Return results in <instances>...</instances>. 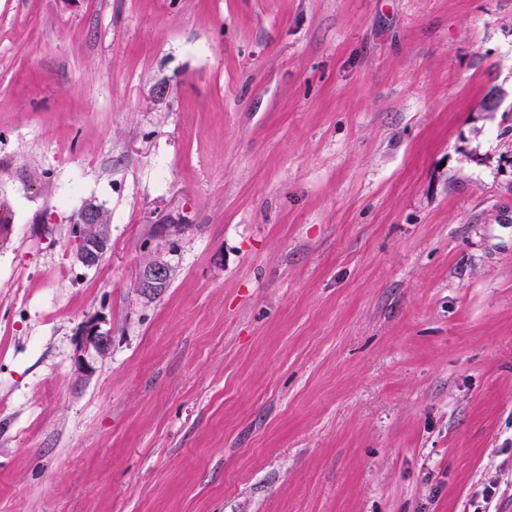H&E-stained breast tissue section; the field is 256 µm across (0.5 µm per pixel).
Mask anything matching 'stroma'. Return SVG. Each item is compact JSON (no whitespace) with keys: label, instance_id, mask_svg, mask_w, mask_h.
<instances>
[{"label":"stroma","instance_id":"35a3bbf8","mask_svg":"<svg viewBox=\"0 0 512 512\" xmlns=\"http://www.w3.org/2000/svg\"><path fill=\"white\" fill-rule=\"evenodd\" d=\"M0 512H512V0H0ZM77 242L75 262L85 268L98 266L110 248L111 229L104 211L94 202H86L74 221ZM170 277L171 267L168 262L161 258L150 259L140 270L137 288L145 297H150L162 290L159 286L168 283ZM101 320L85 321L77 332L72 358L71 379L75 391L83 389L93 378L97 365L110 353L112 333L101 326Z\"/></svg>","mask_w":512,"mask_h":512}]
</instances>
